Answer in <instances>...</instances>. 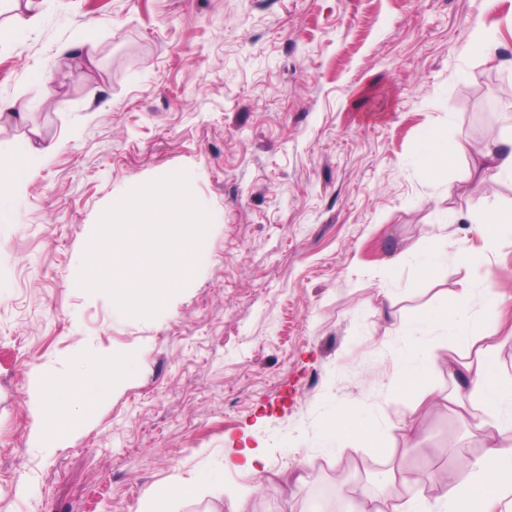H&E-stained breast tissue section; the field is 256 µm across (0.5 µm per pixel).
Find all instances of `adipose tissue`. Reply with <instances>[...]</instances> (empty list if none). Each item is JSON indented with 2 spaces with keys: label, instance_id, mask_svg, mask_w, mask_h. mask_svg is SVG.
Returning <instances> with one entry per match:
<instances>
[{
  "label": "adipose tissue",
  "instance_id": "1",
  "mask_svg": "<svg viewBox=\"0 0 512 512\" xmlns=\"http://www.w3.org/2000/svg\"><path fill=\"white\" fill-rule=\"evenodd\" d=\"M464 136L449 138L447 132L435 128L425 144L421 161L431 172L447 169L457 155L470 151ZM33 158L26 149L0 157V222L9 221L16 193L25 182ZM474 291L462 289L454 294L445 307L419 310L409 318L407 348L400 355L394 374V387L412 405H419L429 391V380L438 367H446L453 383L449 395L458 405H479L486 419L474 421V430L486 427L512 430V376L498 368L494 346L474 349L477 337L484 335L481 320L473 318L469 308ZM129 372L125 362H98L87 379L76 384L58 381L46 395L43 418L55 431L72 427L75 418L70 410L74 395H81L85 411H92L95 400L105 390L118 386ZM327 431H348L370 447L390 457L387 434L379 421L359 422L344 407L337 408L326 425ZM263 455L254 448H242L235 456L225 458L223 469L202 468L181 487L156 485L148 489L139 512H163L164 504L173 497L187 496L200 488L224 481L228 469L260 474ZM465 477L443 488L434 500L418 498L403 501L392 499L390 512H493L504 507L512 512V450L496 446L486 448L483 455L464 466Z\"/></svg>",
  "mask_w": 512,
  "mask_h": 512
}]
</instances>
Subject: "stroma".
<instances>
[{"label":"stroma","instance_id":"35a3bbf8","mask_svg":"<svg viewBox=\"0 0 512 512\" xmlns=\"http://www.w3.org/2000/svg\"><path fill=\"white\" fill-rule=\"evenodd\" d=\"M0 155L37 156L0 223V512H138L152 485L200 468L222 485L165 512H345L340 482L435 497L488 445L448 403L439 368L417 411L395 394L405 336L394 320L480 288L473 301L512 375V231L485 241L471 215L512 210V179L458 157L421 162L432 128L474 145L512 137L498 88L512 82V0H5ZM495 39L471 46L474 28ZM93 38L94 61L62 57ZM49 77L48 86L34 80ZM187 171L211 213L209 255L152 319L124 316L77 285L101 213L131 188ZM444 236L447 264L423 279L421 248ZM473 254L470 264L458 252ZM133 358L76 426L50 432L42 405L85 361ZM344 405L388 425L385 461L350 434L325 451ZM413 418L419 453L407 455ZM261 449L264 470H224ZM305 485H296L297 475Z\"/></svg>","mask_w":512,"mask_h":512}]
</instances>
